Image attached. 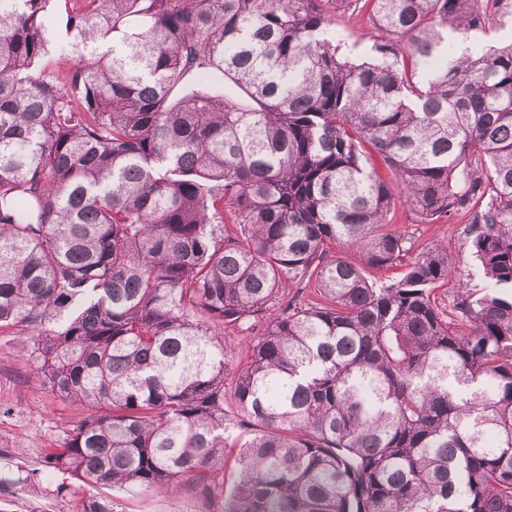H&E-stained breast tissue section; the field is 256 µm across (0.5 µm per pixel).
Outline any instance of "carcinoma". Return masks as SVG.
I'll return each mask as SVG.
<instances>
[{"label": "carcinoma", "mask_w": 512, "mask_h": 512, "mask_svg": "<svg viewBox=\"0 0 512 512\" xmlns=\"http://www.w3.org/2000/svg\"><path fill=\"white\" fill-rule=\"evenodd\" d=\"M366 7L355 59L336 14ZM507 19L512 0H0V330L94 409L45 455L82 512L182 482L221 512H512V41L467 45ZM396 188L423 223L470 214L482 289L438 299L456 268L442 243L410 255Z\"/></svg>", "instance_id": "carcinoma-1"}]
</instances>
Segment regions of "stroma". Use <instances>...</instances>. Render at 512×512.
Instances as JSON below:
<instances>
[{"mask_svg":"<svg viewBox=\"0 0 512 512\" xmlns=\"http://www.w3.org/2000/svg\"><path fill=\"white\" fill-rule=\"evenodd\" d=\"M336 28L346 53L366 55L371 46L366 13L337 15ZM390 219L392 227L411 238L414 250L435 241L447 243L448 256L460 275L468 276L470 285H481L480 273L462 249L467 214H456L448 222L423 224L413 211L398 203ZM84 413L83 407L43 388L21 358L16 337L0 332V512H81L84 488L61 489V475L45 467L43 456L64 441L73 422ZM32 471L38 477L31 481L27 475ZM121 503L124 512H219L221 508L220 500L205 499L185 483L164 495L125 494Z\"/></svg>","mask_w":512,"mask_h":512,"instance_id":"1","label":"stroma"}]
</instances>
